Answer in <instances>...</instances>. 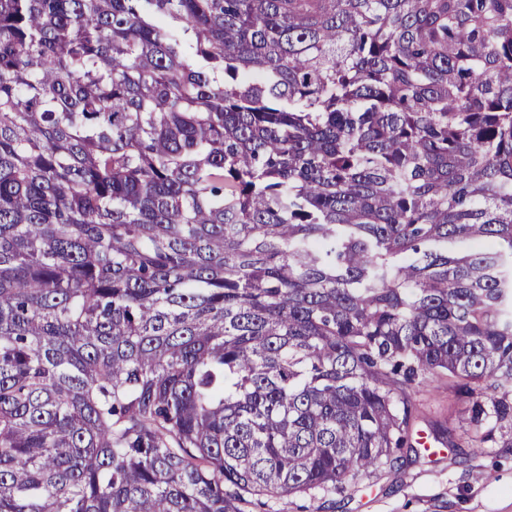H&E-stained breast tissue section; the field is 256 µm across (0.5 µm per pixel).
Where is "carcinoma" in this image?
<instances>
[{"label": "carcinoma", "instance_id": "carcinoma-1", "mask_svg": "<svg viewBox=\"0 0 512 512\" xmlns=\"http://www.w3.org/2000/svg\"><path fill=\"white\" fill-rule=\"evenodd\" d=\"M512 446V0H0V512H244Z\"/></svg>", "mask_w": 512, "mask_h": 512}]
</instances>
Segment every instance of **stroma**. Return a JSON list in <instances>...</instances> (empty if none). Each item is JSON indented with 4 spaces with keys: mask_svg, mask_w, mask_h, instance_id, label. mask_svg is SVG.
<instances>
[{
    "mask_svg": "<svg viewBox=\"0 0 512 512\" xmlns=\"http://www.w3.org/2000/svg\"><path fill=\"white\" fill-rule=\"evenodd\" d=\"M414 433L435 425L462 436L471 404L447 381L420 382ZM324 512H512V448L435 445L433 452L398 462L347 492L329 495Z\"/></svg>",
    "mask_w": 512,
    "mask_h": 512,
    "instance_id": "1",
    "label": "stroma"
}]
</instances>
